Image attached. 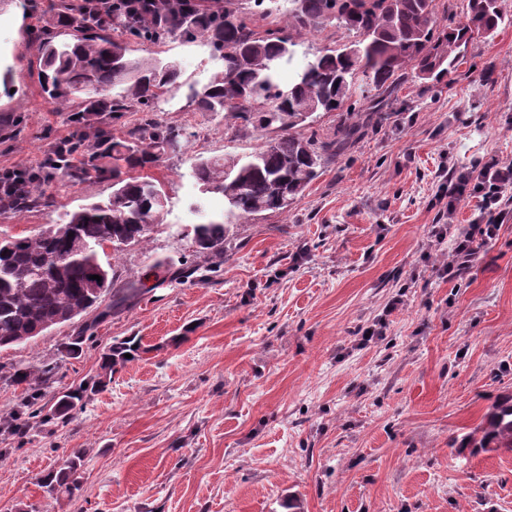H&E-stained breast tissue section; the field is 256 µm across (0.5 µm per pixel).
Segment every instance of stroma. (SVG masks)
<instances>
[{
    "label": "stroma",
    "instance_id": "1",
    "mask_svg": "<svg viewBox=\"0 0 512 512\" xmlns=\"http://www.w3.org/2000/svg\"><path fill=\"white\" fill-rule=\"evenodd\" d=\"M52 0H0V167L34 168L75 135L40 91L30 34L53 22ZM135 58L180 64L207 81L200 45L130 41ZM370 125L286 213L229 228L224 261L205 278L168 281L157 262L194 265L192 225L219 220L224 199L202 194L198 158L247 154L223 114L178 94L157 107L182 129L179 151L151 169L169 195L148 243L105 246L113 293L146 291L90 331L82 353L60 345L73 320L0 350V363L58 367L53 392L89 381L116 339L142 336L127 364L65 423L18 438L4 421L22 390L0 383V512H512V453L460 448L501 397L512 396V219L448 283L427 258L438 196L463 172L512 161V23L471 43L441 82L407 71ZM112 193L94 178L56 177L38 208L0 215V238L32 236L65 212ZM384 340L360 345L388 299ZM83 453L74 497L47 499L41 476Z\"/></svg>",
    "mask_w": 512,
    "mask_h": 512
}]
</instances>
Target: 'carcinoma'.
Returning a JSON list of instances; mask_svg holds the SVG:
<instances>
[{"label":"carcinoma","mask_w":512,"mask_h":512,"mask_svg":"<svg viewBox=\"0 0 512 512\" xmlns=\"http://www.w3.org/2000/svg\"><path fill=\"white\" fill-rule=\"evenodd\" d=\"M287 22L261 31L247 17L242 0H224L216 10L193 0H156L145 9H130L94 18L81 0H55V23L33 33L38 83L57 112H69L79 130L72 151L78 164L62 167V176L79 182L90 175L112 181V194L65 214L48 235L11 238L0 246V349L31 338L76 317L98 310L112 312L113 279L101 262L99 248L145 243L162 223L168 198L158 180L145 174L161 155L181 143L178 129L154 118L153 103L167 93L185 91L199 112H222L224 120H240L235 133L267 136L248 154L227 152L222 158L200 159L193 175L203 191L224 197L220 222L192 225L198 256L224 261L228 228L262 213H283L303 195L321 169L340 157L356 136L360 118L349 102L360 95L372 102L368 119L407 68L425 79L440 80L454 69L476 35L495 33L506 15L500 0H468L466 21L439 27L433 0H288ZM357 39L305 57L288 82L283 68L297 54V36L320 31L331 22ZM119 27L146 41L168 39L208 47L221 65L207 81L182 79L175 61L136 60L129 48L112 38ZM120 89L114 94L112 90ZM374 95H369V92ZM85 93V97L78 93ZM101 112H140L141 123L118 138L97 121ZM320 112H338L333 135L306 136L301 129ZM164 278L177 281L194 273L189 267L157 264ZM98 275L101 280L93 279ZM83 332L67 338L61 352L81 354ZM150 351L139 336L116 339L101 354L100 372L87 383L55 398L51 418L67 420L102 391L112 375ZM131 357L126 358L124 354ZM55 379L48 364L3 367L0 381L23 385V422L14 432L25 435L47 420L39 401ZM475 451H512V397L497 401L484 420L460 444ZM83 453L75 451L40 480L49 499L73 496L79 488Z\"/></svg>","instance_id":"carcinoma-1"}]
</instances>
